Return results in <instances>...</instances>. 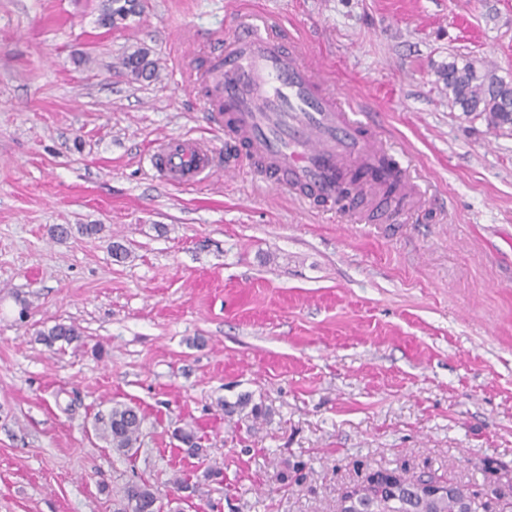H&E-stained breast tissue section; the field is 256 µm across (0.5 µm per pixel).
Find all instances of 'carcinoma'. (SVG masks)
<instances>
[{"label":"carcinoma","mask_w":512,"mask_h":512,"mask_svg":"<svg viewBox=\"0 0 512 512\" xmlns=\"http://www.w3.org/2000/svg\"><path fill=\"white\" fill-rule=\"evenodd\" d=\"M144 10L142 0H104L100 23L115 27ZM132 75L151 73L153 62L148 53L137 51L122 62ZM443 75L453 105L467 114L483 116L495 128L512 125V84L490 71L480 69L471 59L453 58L444 67ZM38 340L48 347L57 343L71 345L81 341L78 330L56 324L38 333ZM145 416L139 409L124 403L114 404L109 412L96 418L95 430L117 454L132 457L143 435ZM439 476L425 473L413 481H405L392 473H381L379 479L368 477L363 494L349 500L344 512H489L490 501L496 500L498 512L512 505V499L497 489L469 495L450 485L441 492H431L425 485L435 483ZM169 503L163 501L153 486L131 481L123 485L116 512H165Z\"/></svg>","instance_id":"1"}]
</instances>
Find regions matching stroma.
<instances>
[{
  "mask_svg": "<svg viewBox=\"0 0 512 512\" xmlns=\"http://www.w3.org/2000/svg\"><path fill=\"white\" fill-rule=\"evenodd\" d=\"M102 2L0 0V512H113L125 482L176 479L181 512H340L403 467L512 490V128L441 76L467 57L512 82V0H147L114 28ZM245 5L416 184L388 220L255 169L153 175L163 136L229 160L198 76ZM141 48L153 77L122 65ZM58 323L81 345L39 342ZM116 402L146 417L130 461L93 431Z\"/></svg>",
  "mask_w": 512,
  "mask_h": 512,
  "instance_id": "35a3bbf8",
  "label": "stroma"
}]
</instances>
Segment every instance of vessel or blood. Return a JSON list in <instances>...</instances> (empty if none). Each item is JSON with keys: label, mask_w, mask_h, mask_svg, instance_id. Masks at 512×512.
<instances>
[{"label": "vessel or blood", "mask_w": 512, "mask_h": 512, "mask_svg": "<svg viewBox=\"0 0 512 512\" xmlns=\"http://www.w3.org/2000/svg\"><path fill=\"white\" fill-rule=\"evenodd\" d=\"M213 120L264 174L293 190L335 198L339 175L373 164L385 150L365 133L294 40L257 24H235L204 74ZM164 183L190 187L219 168L216 154L191 137L161 138L148 156Z\"/></svg>", "instance_id": "vessel-or-blood-1"}]
</instances>
